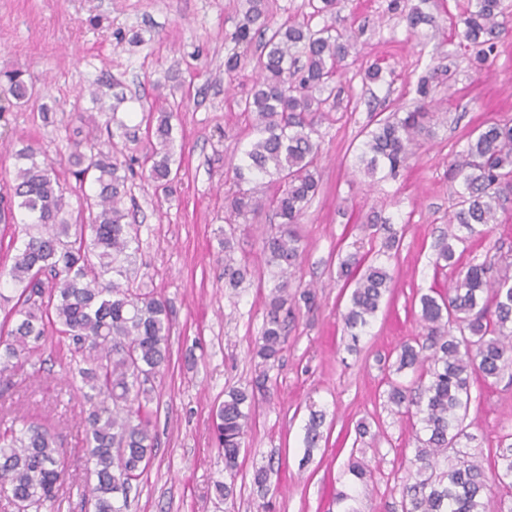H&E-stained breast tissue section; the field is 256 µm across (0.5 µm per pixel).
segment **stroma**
<instances>
[{"label":"stroma","mask_w":512,"mask_h":512,"mask_svg":"<svg viewBox=\"0 0 512 512\" xmlns=\"http://www.w3.org/2000/svg\"><path fill=\"white\" fill-rule=\"evenodd\" d=\"M464 0H339L338 26L356 35L336 77L340 94L319 126L320 190L299 224L304 252L291 292L314 286V306L288 319L280 360L263 370L255 354L265 304L274 286L262 240L274 218L267 206L251 212L234 240V257L247 269L243 283L224 277V216L236 189L233 166L250 117L241 102L253 86L251 70L227 81L228 39L245 0H0V71H23L45 100L0 114V184L14 169L9 147L40 142L66 158L106 117L79 91L96 82L106 95H124L117 121L132 126L142 111L172 113L181 170L172 195L156 194L136 171L133 204L141 226L137 279L167 299L172 329L170 362L157 378L153 404L156 453L133 485L127 512H402L401 490L417 442L413 421L383 406L388 372L400 346L422 335L419 297L451 285L452 269L434 267L435 244L448 230L457 185L450 165L482 123L512 118V27L482 70L461 45L455 21ZM421 6L430 24L411 33L403 19ZM384 79L365 80L369 68ZM434 75L432 133L406 166L377 182L360 172L356 156L382 115L415 106L420 77ZM54 119L44 125L38 110ZM84 113V122L74 119ZM502 222L487 238H473L460 266L485 260L512 266V192ZM390 224L403 236L389 268L394 285L366 335L352 341L342 315L348 304L339 262L353 241L373 243L370 224ZM67 343L53 335L0 379V415L39 413L57 425L66 450L67 480L44 512H80L90 491L83 447L84 413L68 383ZM268 377L239 457L233 501L217 497L224 456L212 421L214 406L232 387L251 388ZM469 429L461 451L491 464L512 434V370L489 381L473 378ZM325 413L323 439L303 444L310 409ZM368 432L359 435L357 427ZM359 458L371 470L353 481ZM266 470L265 493L254 484ZM350 490L346 505L335 501Z\"/></svg>","instance_id":"35a3bbf8"}]
</instances>
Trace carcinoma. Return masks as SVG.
<instances>
[{
    "instance_id": "carcinoma-1",
    "label": "carcinoma",
    "mask_w": 512,
    "mask_h": 512,
    "mask_svg": "<svg viewBox=\"0 0 512 512\" xmlns=\"http://www.w3.org/2000/svg\"><path fill=\"white\" fill-rule=\"evenodd\" d=\"M247 9L230 35L232 53L224 73L232 78L247 66L257 80L243 111L254 115L250 139L240 150L236 183L267 177L275 191L266 198L278 220L276 231L263 242L266 264L277 269L279 282L266 302L256 355L273 365L287 341L288 313L296 299L309 306L310 291L288 293L291 274L303 252L297 230L319 189L317 163L321 152L318 126L324 107L336 99L335 77L350 55L353 42L336 26L338 0H309L312 15L330 17L321 26L308 20L273 28L266 22L264 0H246ZM410 31L429 22L418 7L405 15ZM512 5L505 0H466L459 14V35L472 48L471 64L480 69L497 50ZM261 52L250 55L255 39ZM0 95L14 106L39 97L19 71L3 74ZM433 92L429 80L417 86L421 103L408 112H391L367 132L357 163L373 177L406 165L419 139L430 134ZM172 113H142L147 133L158 144L143 155L155 192H173L178 171L173 152ZM91 134L71 145L66 159L78 188L86 183L94 194H82L89 224L71 223L68 189L60 182L56 161L40 143L15 151L8 192L0 194L8 210L24 211L31 232L19 244L10 269L0 273V287L17 293L0 325V377L16 360L42 346L48 330L69 340L68 373L80 382L88 405L85 448L91 463L93 512H126L128 492L149 467L155 449L153 410L155 380L170 357L168 305L156 292L132 278L140 249L135 214L124 205L131 195L135 158L125 155L115 137ZM459 181L448 236L436 246L434 266H456L449 240L464 243L488 236L501 223V197L512 189V120L485 123L474 130L467 149L451 167ZM259 205L251 189H238L229 202L224 232V277L237 286L246 268L235 265L231 241L237 224ZM383 234L381 247L367 258L349 253L340 262L345 286L351 289L343 322L353 337L364 331L390 292L388 261L398 247V231L389 224H371ZM420 318L427 333L401 345L393 372H409L411 385L388 382L387 405L396 414L417 417L421 424L412 460L415 470L402 487V512H487L491 486L512 489V443L497 448L493 466L462 459L461 440L472 439L468 412L471 380L496 379L512 368V270L484 261L458 271L446 293L423 294ZM255 395L231 389L215 411L213 424L224 451L227 480L217 482V496L235 494L239 455L250 428ZM324 414L310 410L305 425V454L322 439ZM447 469L439 468L440 461ZM65 481L64 448L52 423L43 418L15 416L0 420V495L17 512H41Z\"/></svg>"
}]
</instances>
